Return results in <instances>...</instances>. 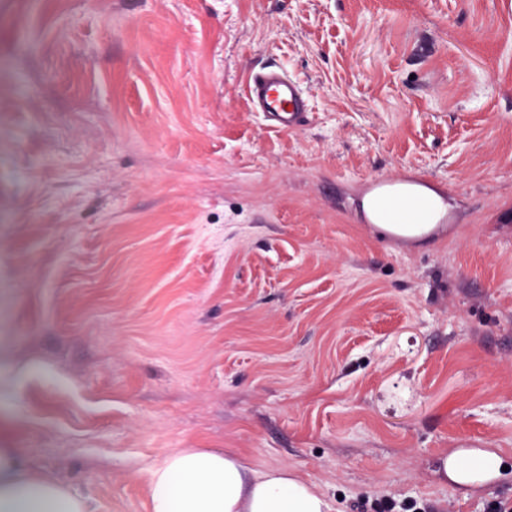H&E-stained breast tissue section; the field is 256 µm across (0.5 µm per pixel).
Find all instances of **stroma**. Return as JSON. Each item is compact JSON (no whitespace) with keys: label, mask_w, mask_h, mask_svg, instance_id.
I'll return each mask as SVG.
<instances>
[{"label":"stroma","mask_w":512,"mask_h":512,"mask_svg":"<svg viewBox=\"0 0 512 512\" xmlns=\"http://www.w3.org/2000/svg\"><path fill=\"white\" fill-rule=\"evenodd\" d=\"M272 64L302 130L245 99ZM374 179L450 211L386 235ZM0 448L94 512L175 448L512 507V0H0ZM500 461L499 457L496 456H486V455H475L470 458V460L467 462V468L469 472L472 475H479L488 468L492 466H496V464ZM470 475L468 479H459L452 475L451 473H448V477L452 479L453 481L457 483L462 484H470L473 482H477L481 480L483 477H473Z\"/></svg>","instance_id":"1"}]
</instances>
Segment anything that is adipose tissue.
Here are the masks:
<instances>
[{"label": "adipose tissue", "instance_id": "adipose-tissue-1", "mask_svg": "<svg viewBox=\"0 0 512 512\" xmlns=\"http://www.w3.org/2000/svg\"><path fill=\"white\" fill-rule=\"evenodd\" d=\"M379 203L380 230L416 240L447 211L438 191L400 184ZM150 512H329L325 497L281 467L252 469L233 452L176 448L147 469ZM0 512H92L89 500L46 472L29 468L20 448H0Z\"/></svg>", "mask_w": 512, "mask_h": 512}]
</instances>
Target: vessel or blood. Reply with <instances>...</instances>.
<instances>
[{
  "label": "vessel or blood",
  "mask_w": 512,
  "mask_h": 512,
  "mask_svg": "<svg viewBox=\"0 0 512 512\" xmlns=\"http://www.w3.org/2000/svg\"><path fill=\"white\" fill-rule=\"evenodd\" d=\"M244 94L250 106L263 113L269 127L295 131L309 122L303 91L284 69L270 68L251 74L245 82Z\"/></svg>",
  "instance_id": "obj_1"
}]
</instances>
